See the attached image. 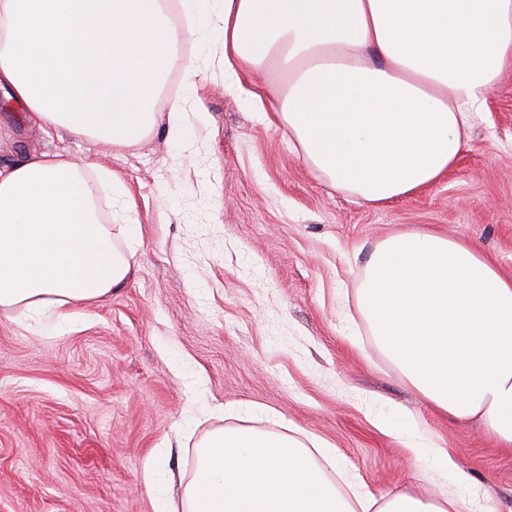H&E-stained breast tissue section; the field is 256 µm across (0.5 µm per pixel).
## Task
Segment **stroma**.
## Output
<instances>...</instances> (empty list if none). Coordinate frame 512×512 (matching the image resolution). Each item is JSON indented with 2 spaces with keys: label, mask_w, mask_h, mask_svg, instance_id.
<instances>
[{
  "label": "stroma",
  "mask_w": 512,
  "mask_h": 512,
  "mask_svg": "<svg viewBox=\"0 0 512 512\" xmlns=\"http://www.w3.org/2000/svg\"><path fill=\"white\" fill-rule=\"evenodd\" d=\"M216 34L194 29L170 70L159 121L133 148L99 154L86 140L41 137L0 112V162L60 152L117 173L141 236L130 282L60 336L0 311V512H154L143 472L160 445L174 496L195 445L222 427L216 410L251 403L283 428L330 444L351 493L408 490L431 499L439 471L408 444L437 439L495 512L512 507V452L476 422L455 424L401 376L356 307L376 243L400 231L473 242L512 276V69L486 96L471 139L439 182L370 204L318 177L285 124L268 123L209 65ZM181 108L182 136L168 116ZM206 120H199V113Z\"/></svg>",
  "instance_id": "1"
}]
</instances>
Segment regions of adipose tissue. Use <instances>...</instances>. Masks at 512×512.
<instances>
[{"label": "adipose tissue", "mask_w": 512, "mask_h": 512, "mask_svg": "<svg viewBox=\"0 0 512 512\" xmlns=\"http://www.w3.org/2000/svg\"><path fill=\"white\" fill-rule=\"evenodd\" d=\"M178 3L220 30L230 88L248 71L288 80L272 98L301 156L337 191L368 203L447 175L487 91L512 65V0H0V94L45 136L67 132L103 151L154 128L152 99L182 61L169 14ZM120 205L107 224L99 197ZM135 203L122 178L59 154L0 164V309L61 335L81 306L137 268ZM357 307L405 381L458 424L480 422L512 451V277L471 242L396 233L370 253ZM336 451L285 433L213 431L174 503L145 481L154 512H489L478 493L427 501L402 491L378 503L345 496L329 476Z\"/></svg>", "instance_id": "adipose-tissue-1"}]
</instances>
